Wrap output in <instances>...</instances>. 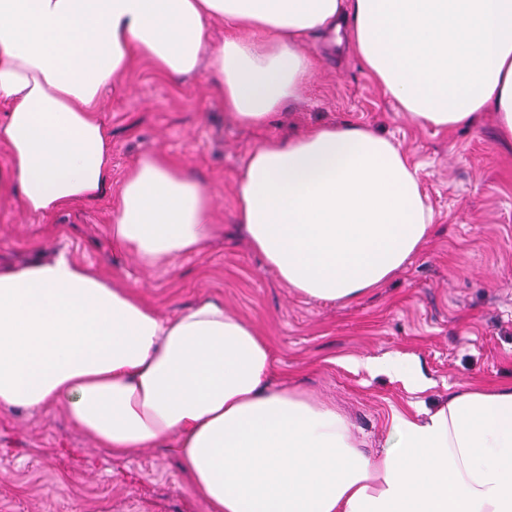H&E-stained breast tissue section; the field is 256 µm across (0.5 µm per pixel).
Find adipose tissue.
Instances as JSON below:
<instances>
[{
  "instance_id": "obj_1",
  "label": "adipose tissue",
  "mask_w": 512,
  "mask_h": 512,
  "mask_svg": "<svg viewBox=\"0 0 512 512\" xmlns=\"http://www.w3.org/2000/svg\"><path fill=\"white\" fill-rule=\"evenodd\" d=\"M346 18L358 59L416 124L491 111L512 141V0H0V198L42 216L105 194L100 94L142 61L175 80L208 65L225 112L267 123L312 76L309 36ZM235 200L279 279L333 302L390 278L433 222L400 145L356 126L261 142ZM218 232L210 191L168 155L127 172L112 239L144 264ZM271 367L267 339L221 299L166 317L64 250L0 269V406L58 407L115 457L165 449L209 512H512V387L392 409L371 456L334 407L273 386Z\"/></svg>"
}]
</instances>
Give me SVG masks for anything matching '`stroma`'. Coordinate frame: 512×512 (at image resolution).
Listing matches in <instances>:
<instances>
[{
    "instance_id": "35a3bbf8",
    "label": "stroma",
    "mask_w": 512,
    "mask_h": 512,
    "mask_svg": "<svg viewBox=\"0 0 512 512\" xmlns=\"http://www.w3.org/2000/svg\"><path fill=\"white\" fill-rule=\"evenodd\" d=\"M308 40L316 70L300 96L262 128L229 119L206 71L172 82L140 64L107 90L100 117L112 137V183L162 151L210 190L220 232L167 269L113 246L117 197L34 217L0 201V265L67 250L173 315L210 295L267 336L271 381L336 406L367 452L380 451L391 408L431 410L465 384L512 386V145L492 115L469 127L415 124L364 70L348 44ZM364 126L400 144L434 213L425 244L377 288L328 302L288 288L235 224V184L249 152L320 125ZM402 358L425 383L373 373ZM0 512H209L176 460L144 448L110 457L58 409L0 407Z\"/></svg>"
}]
</instances>
